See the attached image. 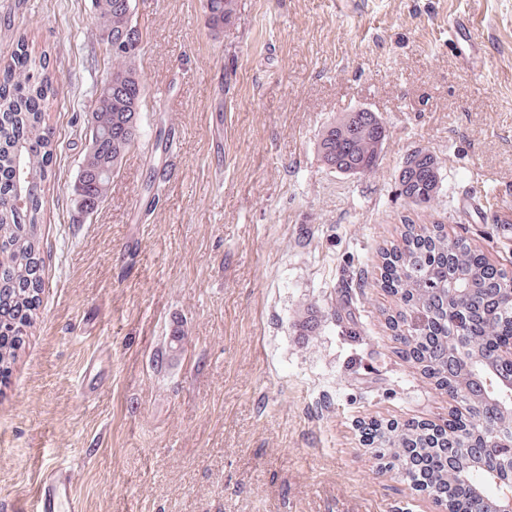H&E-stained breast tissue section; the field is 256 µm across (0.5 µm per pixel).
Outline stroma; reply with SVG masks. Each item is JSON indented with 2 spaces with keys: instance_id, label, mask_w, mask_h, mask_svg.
Masks as SVG:
<instances>
[{
  "instance_id": "35a3bbf8",
  "label": "stroma",
  "mask_w": 512,
  "mask_h": 512,
  "mask_svg": "<svg viewBox=\"0 0 512 512\" xmlns=\"http://www.w3.org/2000/svg\"><path fill=\"white\" fill-rule=\"evenodd\" d=\"M144 134L165 120L179 163L147 224L130 209L167 155L130 147L97 212L74 219L86 116L110 62L94 0H0V66L18 35L52 47L59 148L43 187L42 303L0 386V512L31 506L52 466L82 512H439L361 442L455 403L398 352L397 302L374 283L405 224H442L512 271V0H238L213 33L203 0H135ZM483 46L466 68L448 19ZM224 108L223 129L210 114ZM356 108L387 139L346 175L319 151ZM440 167L417 207L398 193L414 150ZM485 200L482 217L456 208ZM179 315L184 364L151 350ZM112 373L80 392L90 361ZM368 423L369 422H364L363 424H361V438H362V443L364 446H367L368 448H373V446L371 445V439L369 437V435H367V432L369 430L370 434H372L373 438L375 439V441H379L378 442V446L377 448H379V452H380V457L382 458H385V457H388V459H391V452H392V449L389 451V453H386L384 450L385 446H386V438L382 439L383 435L386 434V424H383L382 422H379L377 420H372L370 421L371 425L370 427H367L368 426ZM366 427L368 428V430L366 429Z\"/></svg>"
}]
</instances>
